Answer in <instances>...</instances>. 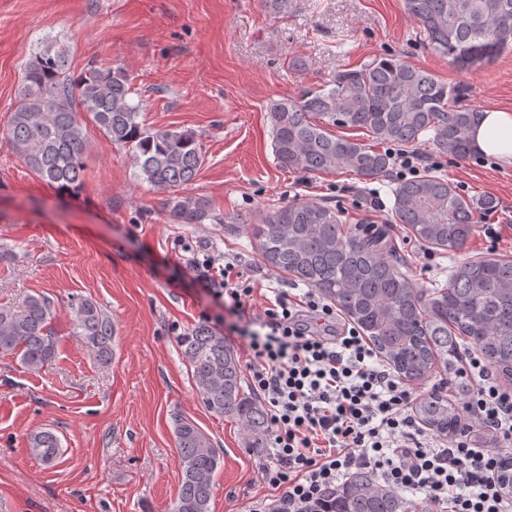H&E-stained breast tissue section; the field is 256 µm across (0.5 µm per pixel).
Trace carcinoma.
Segmentation results:
<instances>
[{"mask_svg":"<svg viewBox=\"0 0 512 512\" xmlns=\"http://www.w3.org/2000/svg\"><path fill=\"white\" fill-rule=\"evenodd\" d=\"M423 41L458 70L488 66L512 50V0H404ZM130 79L120 69L88 67L72 83L65 49L45 43L28 63L8 129L20 160L40 180L61 192L82 182L87 140L81 112L112 141L128 145L140 176L161 193L178 224L213 219L209 202L178 188L195 180L205 156L195 134L177 128L149 129L137 121ZM459 91L426 69L395 56L375 57L344 68L327 84L297 99L266 106L278 165L303 173L349 171L363 182L385 176L395 147H413L423 137L440 153L474 154L470 130L478 110L457 105ZM82 105L78 111L76 105ZM359 128L372 143L331 132ZM392 223L436 250H462L474 235L478 215L496 208L490 196H468L442 174L395 183ZM252 234L265 264L334 301L376 352L406 380L423 383L435 366L456 369L460 347L474 348L512 383V259L474 258L456 265L441 288L426 292L398 269L380 236L351 232L342 215L323 203L296 201L273 208ZM57 310L43 295L0 304V355H14L38 373L55 357ZM72 333L99 359L112 357L110 317L90 300L70 306ZM197 397L206 410L238 420L260 448L267 433L264 410L244 391L234 347L199 324L180 338ZM420 419L449 437L462 426L458 406L425 395ZM175 444L182 473L171 512H210L220 452L192 421L176 420ZM32 452L47 462L59 454V439L33 434ZM327 512H431L376 482L366 471L352 474L325 494Z\"/></svg>","mask_w":512,"mask_h":512,"instance_id":"1","label":"carcinoma"}]
</instances>
